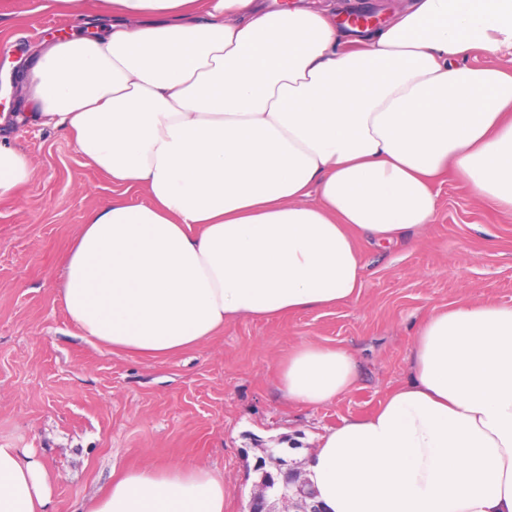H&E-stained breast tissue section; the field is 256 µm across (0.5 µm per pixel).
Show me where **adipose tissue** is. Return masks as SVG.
<instances>
[{
  "label": "adipose tissue",
  "mask_w": 512,
  "mask_h": 512,
  "mask_svg": "<svg viewBox=\"0 0 512 512\" xmlns=\"http://www.w3.org/2000/svg\"><path fill=\"white\" fill-rule=\"evenodd\" d=\"M104 26L42 46L25 82L42 125L72 134L113 184L63 261L59 294L93 343L146 358L196 347L236 317L359 296L360 236L432 224L452 174L512 211V0H410L351 34L266 0H45ZM32 173L0 138V199ZM413 376L377 411L318 437L305 479L325 512H512V305L433 311ZM357 383L352 354L298 344L289 403ZM36 453L0 446V512H49ZM224 478L192 460L120 474L86 512H224Z\"/></svg>",
  "instance_id": "1"
}]
</instances>
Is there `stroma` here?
<instances>
[{
	"instance_id": "35a3bbf8",
	"label": "stroma",
	"mask_w": 512,
	"mask_h": 512,
	"mask_svg": "<svg viewBox=\"0 0 512 512\" xmlns=\"http://www.w3.org/2000/svg\"><path fill=\"white\" fill-rule=\"evenodd\" d=\"M42 0H0V115L30 111L23 89L45 41L82 20ZM32 161L17 197L0 199V445L35 451L53 480L52 512H85L115 473L194 460L220 472L229 512H246L263 472L302 471L315 437L371 414L411 373L419 323L436 307L512 304V212L476 202L449 176L433 224L392 245L359 242L358 299L270 318L234 319L165 359L89 343L59 294L64 257L87 216L125 197L70 134L30 121L0 127ZM350 350L358 382L318 407L288 403L279 374L301 342Z\"/></svg>"
}]
</instances>
